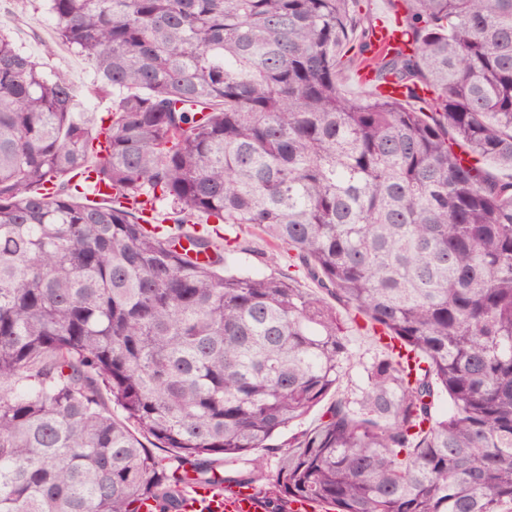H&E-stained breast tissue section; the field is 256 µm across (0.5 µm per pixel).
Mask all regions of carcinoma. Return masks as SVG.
Segmentation results:
<instances>
[{"label": "carcinoma", "mask_w": 512, "mask_h": 512, "mask_svg": "<svg viewBox=\"0 0 512 512\" xmlns=\"http://www.w3.org/2000/svg\"><path fill=\"white\" fill-rule=\"evenodd\" d=\"M389 2L381 52L362 0H48L98 122L0 33V512H173L217 462L266 512H512V0ZM359 328L416 363L353 398ZM237 233L242 246L252 250L253 255L248 259L252 271L259 270L270 274L275 270L276 273L288 274V252L283 249L280 250L277 267H267L263 264V253L270 252L273 245L261 230L252 226H243L237 229Z\"/></svg>", "instance_id": "obj_1"}]
</instances>
